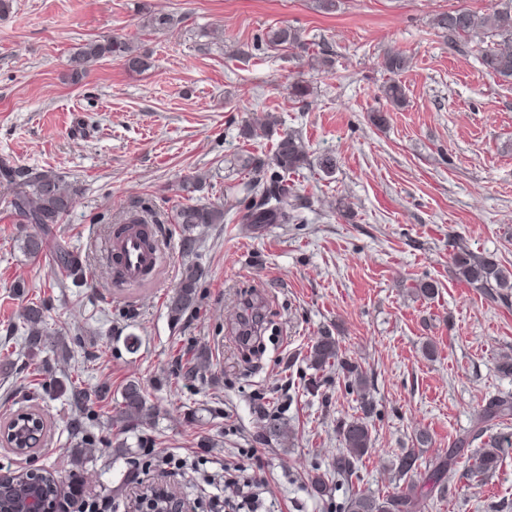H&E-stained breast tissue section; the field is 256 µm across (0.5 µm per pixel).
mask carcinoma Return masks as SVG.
I'll list each match as a JSON object with an SVG mask.
<instances>
[{
    "label": "carcinoma",
    "mask_w": 512,
    "mask_h": 512,
    "mask_svg": "<svg viewBox=\"0 0 512 512\" xmlns=\"http://www.w3.org/2000/svg\"><path fill=\"white\" fill-rule=\"evenodd\" d=\"M448 45L463 46L476 58L481 69L488 75L512 84V0H496L495 5L485 13L469 9L442 12L432 19ZM260 42L274 49L286 48L307 52V42L301 31L291 26H279L268 30ZM107 57H116L133 72H145L150 68L148 57L138 52L125 39L107 38L91 40L81 45L70 57L71 78L81 79L89 67ZM410 58L399 50L388 51L382 67L390 74L398 75L409 68ZM384 95L394 107L406 103V90L401 83L389 82L384 87ZM279 120L272 114L258 117L244 126L242 135L250 138L255 132H271ZM241 168L247 172V181L242 183V196L234 195L224 203L187 202L179 206L168 217L163 218L152 200L138 198L130 203L118 219V224L135 230L141 236L145 248L156 247L153 226L157 224H180L187 232L182 239L183 251L191 255L196 237L191 232L199 227L224 223V217L233 213L240 224H286L296 218L294 212L304 208L306 203L297 196L293 185L288 183V175L309 164L308 145L302 135L294 130L278 133L273 152L269 156L247 155L240 159ZM0 184L20 187L13 194L10 206L19 224H32L35 232L23 238L22 248L28 255L36 257L46 247L47 237L55 225L61 223L73 207L76 188L65 177L53 171H23L10 161L0 160ZM453 264L459 280L471 288L489 295H501L503 290H512V269L505 266L494 253L475 254L465 245H454ZM53 262L65 276L82 280L86 277V264L82 257L63 246H57L52 255ZM201 272L195 262L185 264L175 292L168 298L166 307L173 322L196 310L200 304ZM45 306L29 303L23 313L24 342L28 349H39L44 344ZM311 358L315 366L323 367L336 362L338 346L331 337L323 336L313 346ZM350 385L355 387L361 399L362 415L345 422L340 427L344 448L336 455L335 470L347 478L356 476L355 463L367 454L372 447L370 418L373 403L366 393V380L351 365H345ZM88 401V391L81 384L73 382L69 389V403L83 408ZM141 386L128 383L122 391V402L116 423L128 427L151 415ZM512 416V400L491 398L481 409L476 422L475 435L483 432L485 424L496 418ZM29 423L32 426L26 446L31 451L41 448L49 424L33 405L25 415L5 418V423L13 420ZM512 447V436L500 434L483 442L473 455L470 466L474 476H487L496 470L503 456V449ZM419 457L411 449L397 456L393 463L395 472L404 476L419 468ZM416 507L414 486L390 497H379L371 492H359L343 506V512H412Z\"/></svg>",
    "instance_id": "1"
}]
</instances>
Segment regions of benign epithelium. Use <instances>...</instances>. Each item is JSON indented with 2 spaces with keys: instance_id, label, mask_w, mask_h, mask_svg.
Here are the masks:
<instances>
[{
  "instance_id": "7a95c632",
  "label": "benign epithelium",
  "mask_w": 512,
  "mask_h": 512,
  "mask_svg": "<svg viewBox=\"0 0 512 512\" xmlns=\"http://www.w3.org/2000/svg\"><path fill=\"white\" fill-rule=\"evenodd\" d=\"M19 431L5 425L0 426V443L15 448L18 455L28 454L22 447L24 440L17 439ZM73 508L68 512H104L106 504L95 502L86 505L80 487L71 488ZM0 512H63L61 510V487L59 481L36 469L0 471ZM134 512H191L188 502L164 488L149 487L135 501Z\"/></svg>"
}]
</instances>
